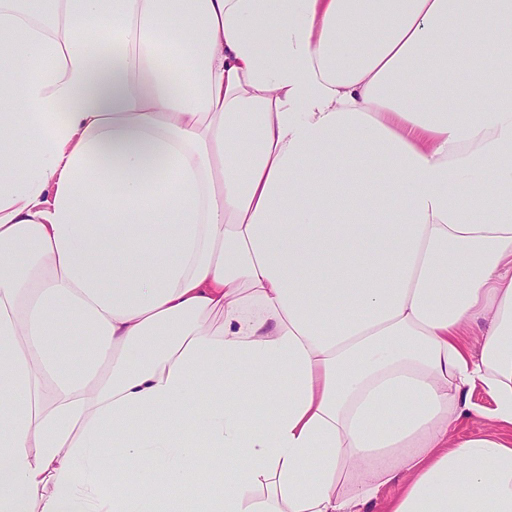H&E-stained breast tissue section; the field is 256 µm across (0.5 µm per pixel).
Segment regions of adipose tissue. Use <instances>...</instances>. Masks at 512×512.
<instances>
[{"label":"adipose tissue","instance_id":"obj_1","mask_svg":"<svg viewBox=\"0 0 512 512\" xmlns=\"http://www.w3.org/2000/svg\"><path fill=\"white\" fill-rule=\"evenodd\" d=\"M159 472L512 512V0H0V512Z\"/></svg>","mask_w":512,"mask_h":512}]
</instances>
